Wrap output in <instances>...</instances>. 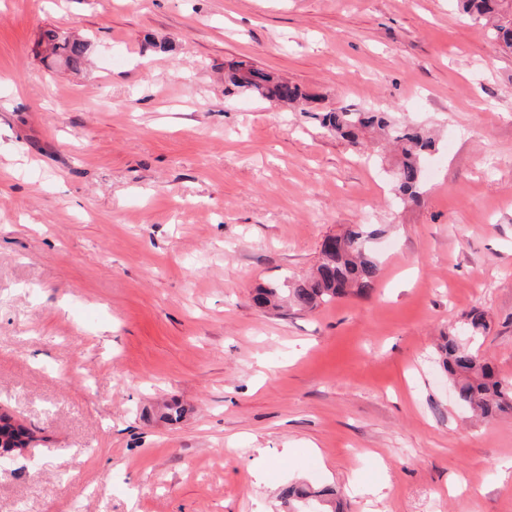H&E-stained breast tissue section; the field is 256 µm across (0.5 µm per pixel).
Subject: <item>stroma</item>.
Here are the masks:
<instances>
[{
	"label": "stroma",
	"mask_w": 512,
	"mask_h": 512,
	"mask_svg": "<svg viewBox=\"0 0 512 512\" xmlns=\"http://www.w3.org/2000/svg\"><path fill=\"white\" fill-rule=\"evenodd\" d=\"M232 60L309 102L227 95ZM369 106L431 130L420 204L314 118ZM350 224L383 230L372 294L252 304ZM474 308L512 381V55L454 0H0V408L35 436L0 512H512V415L436 351ZM38 46L49 51L45 59H51L68 70L78 71L87 61L91 43L89 39L74 38L56 29H47L40 35ZM333 491L312 492L307 487L299 484H291L282 492V497L288 501L289 512H308L309 500L319 499L322 506L318 512H338L336 511V501L331 498H322L324 496H333Z\"/></svg>",
	"instance_id": "1"
}]
</instances>
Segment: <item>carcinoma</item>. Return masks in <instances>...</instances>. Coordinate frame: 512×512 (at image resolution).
I'll return each instance as SVG.
<instances>
[{"instance_id":"1","label":"carcinoma","mask_w":512,"mask_h":512,"mask_svg":"<svg viewBox=\"0 0 512 512\" xmlns=\"http://www.w3.org/2000/svg\"><path fill=\"white\" fill-rule=\"evenodd\" d=\"M461 12L490 25V32L499 48L512 54V0H457ZM47 58L68 70L78 71L87 61L91 43L55 29L45 30L38 40ZM229 95L248 94L284 105H303L310 96L300 86L275 78L261 69L246 68L237 62L224 75ZM320 126L326 131L363 144L369 133H379L401 146V158L390 172L396 197L403 203H417L423 182L422 162L434 148V141L417 125H397L390 113L379 109H336L318 114ZM376 231L365 224H352L338 234V245L320 252L316 271L307 281L293 284L274 283L256 289L252 300L256 307L276 308L288 302L300 310H312L337 299L363 297L371 294L380 276V263L370 249ZM464 329L476 340L489 329L485 313L473 309L465 315ZM438 353L443 368L455 390V401L461 408L486 419L512 412V384L500 380L493 366L478 357L476 350L462 344L456 333L442 338ZM25 431L0 424V448H13L21 442ZM332 491L312 492L307 487L291 484L282 492L289 512H308L312 499L322 501L318 512H336Z\"/></svg>"}]
</instances>
